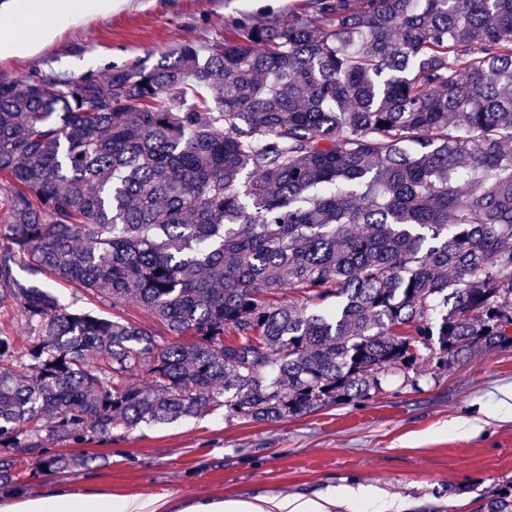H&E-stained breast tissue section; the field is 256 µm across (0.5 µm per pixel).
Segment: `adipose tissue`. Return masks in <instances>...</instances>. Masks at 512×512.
<instances>
[{
    "label": "adipose tissue",
    "mask_w": 512,
    "mask_h": 512,
    "mask_svg": "<svg viewBox=\"0 0 512 512\" xmlns=\"http://www.w3.org/2000/svg\"><path fill=\"white\" fill-rule=\"evenodd\" d=\"M123 0H0V59H24L51 42L61 31L111 13ZM335 497L319 501L271 496L254 504L213 501L193 505L192 512H329ZM0 512H167L161 497L112 494L51 496L5 505Z\"/></svg>",
    "instance_id": "1"
}]
</instances>
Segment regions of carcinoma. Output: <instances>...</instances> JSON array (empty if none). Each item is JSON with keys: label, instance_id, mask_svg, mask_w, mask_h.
<instances>
[{"label": "carcinoma", "instance_id": "1", "mask_svg": "<svg viewBox=\"0 0 512 512\" xmlns=\"http://www.w3.org/2000/svg\"><path fill=\"white\" fill-rule=\"evenodd\" d=\"M0 194L26 332L0 336L1 482L116 422L302 416L511 350L512 0H298L103 78L1 79ZM54 291L61 303L68 306L71 310L94 311L110 319H112L113 315L114 319L118 317V320H124L135 325H151L165 333L164 329L154 321L150 313L137 303L129 302L112 309L110 304L102 302L75 285L55 284Z\"/></svg>", "mask_w": 512, "mask_h": 512}]
</instances>
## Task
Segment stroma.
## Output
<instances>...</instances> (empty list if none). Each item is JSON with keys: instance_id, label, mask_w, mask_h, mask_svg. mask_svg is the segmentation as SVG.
Instances as JSON below:
<instances>
[{"instance_id": "35a3bbf8", "label": "stroma", "mask_w": 512, "mask_h": 512, "mask_svg": "<svg viewBox=\"0 0 512 512\" xmlns=\"http://www.w3.org/2000/svg\"><path fill=\"white\" fill-rule=\"evenodd\" d=\"M295 0H136L61 32L35 56L0 61V79L35 72L107 76L147 53L183 41L222 40L228 17L268 9L287 16ZM54 291L72 310L152 324L134 302L119 307L77 286ZM512 389V350L480 351L448 369L424 363L418 386L390 378L384 393L304 416L255 422L216 408L168 424H114L111 440L53 444L89 456L87 467L49 472L22 458L18 477L0 483V503L77 494L163 496L169 512L201 501L266 496L346 499L332 512H485L489 490L512 485V415L498 402ZM474 424L470 435L462 423Z\"/></svg>"}]
</instances>
